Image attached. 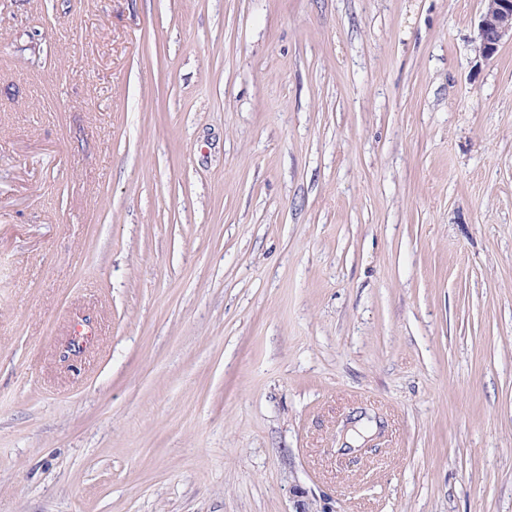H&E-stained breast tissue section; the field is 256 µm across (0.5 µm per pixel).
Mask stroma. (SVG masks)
Instances as JSON below:
<instances>
[{"mask_svg": "<svg viewBox=\"0 0 512 512\" xmlns=\"http://www.w3.org/2000/svg\"><path fill=\"white\" fill-rule=\"evenodd\" d=\"M483 7L0 0V512H512Z\"/></svg>", "mask_w": 512, "mask_h": 512, "instance_id": "stroma-1", "label": "stroma"}]
</instances>
